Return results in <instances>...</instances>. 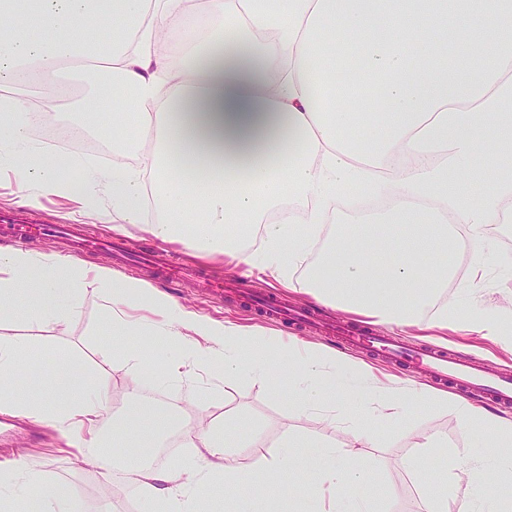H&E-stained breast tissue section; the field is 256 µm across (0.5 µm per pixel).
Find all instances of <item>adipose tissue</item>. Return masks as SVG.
Masks as SVG:
<instances>
[{
	"instance_id": "1",
	"label": "adipose tissue",
	"mask_w": 512,
	"mask_h": 512,
	"mask_svg": "<svg viewBox=\"0 0 512 512\" xmlns=\"http://www.w3.org/2000/svg\"><path fill=\"white\" fill-rule=\"evenodd\" d=\"M208 4L222 18L219 28L172 41L163 54L162 29L190 18L194 0H26L21 12L16 0H0V29L8 32L0 39V166L24 202L54 193L115 231L136 225L199 255L237 259L375 323L499 340L501 320L461 314L443 296L456 275L447 249L457 226L478 248L512 203V0ZM108 23L122 31L120 44L103 56L89 51L95 28ZM74 59L112 73L106 92L126 135L113 140L104 165L79 153L62 162L29 140L33 116L54 119L47 105L33 103L35 87L56 85ZM372 84L382 88L385 108L363 140L358 128ZM75 168L82 171L76 189ZM393 172L391 209L362 233L334 230L309 262L337 200L386 188ZM446 210L454 215L448 226L437 221ZM271 212L277 219L269 223ZM86 282L103 284L113 335L145 329L182 349L162 375L168 380L191 377L197 356L228 381L264 364L269 341L252 329L201 316L109 269L20 248L0 247V324L15 320L21 302L42 321L64 325ZM25 350L0 342V408L51 427L72 463L110 467L98 452L107 385L87 388L85 366L65 357L45 377L52 401L43 403L17 382ZM286 351L299 408L332 407L336 395L353 394L339 416L346 441L330 448L332 462L312 489L320 512H370L372 422L401 420L413 402L452 407L460 433L494 437L498 460L512 467V419L427 385L382 381L365 366H354L350 386L333 370L335 355L308 346ZM247 426L238 416L209 425L190 440L193 454L171 469L130 471L131 486L159 512H194L195 488L233 489L245 472L260 490L268 474L287 468L297 442L283 437L254 457L251 449L264 442ZM169 427L167 413L138 405L114 429L113 452L132 456ZM26 469L23 457L1 462L0 481L24 475L21 492L39 512H74L55 483Z\"/></svg>"
}]
</instances>
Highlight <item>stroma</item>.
<instances>
[{
  "label": "stroma",
  "mask_w": 512,
  "mask_h": 512,
  "mask_svg": "<svg viewBox=\"0 0 512 512\" xmlns=\"http://www.w3.org/2000/svg\"><path fill=\"white\" fill-rule=\"evenodd\" d=\"M74 209L73 202L56 195L43 196L39 206L31 207L21 203L17 186L0 188V218L10 217L33 225L35 233L27 247L44 255L61 252L58 241L46 232V225L74 223ZM127 239L137 247L154 251L159 260L175 256L183 265L198 269V276L181 281L175 296L200 315L247 326L280 341L289 337L301 338L336 354L339 359L367 364L392 378L406 380L410 377L409 372L373 358L363 350L337 348L335 343L324 339L322 331L302 327L284 329L251 310L244 302L212 291L213 283L226 281L229 275L237 273L249 277L256 287L280 292L296 306H313L312 298L280 288L271 274L221 256L194 255L179 243L160 242L134 227L130 228ZM509 258H512V223L492 225L480 254H462L456 244H449L448 259L454 263L457 277L448 284V302L465 313L491 311L507 304L512 299V268L505 265ZM476 262L484 266L485 278L479 288L472 289L468 286V270ZM18 314L17 321L0 324V339L20 341L33 349L27 391L45 395L41 377L51 369L55 360L67 354L82 356L91 366L89 384L105 380L112 397L118 401L117 406L110 408L101 419L100 427L107 437L111 436L113 426L121 424L135 407L118 347L152 350L154 365L159 370L163 369L165 359L173 351L165 339L146 332L114 337L103 319L101 301L91 289L86 290L77 311L65 326L58 328L28 321L27 311L23 308ZM398 334L410 346L425 345L446 350L473 359L490 372L512 370V352L474 334L452 331L445 336H426L413 328L399 329ZM287 373L286 364L273 358L268 361L263 374L245 376L232 383H216L208 370L202 368L194 379L154 387L153 392L162 403L181 411L183 422L194 429L240 410L251 417L256 431L267 442H275L289 430L305 434V446L299 449L288 474L299 477L301 485L308 489L307 494L291 500L280 497L276 492L280 479L276 476L270 478L267 493H251V476L245 473L240 477V494L211 497L206 490H199L196 494L198 512H319L320 501L309 492L318 477L315 465L326 462V445L341 444L344 434L336 412L329 409L303 411L294 407L288 398ZM373 428L379 435V445L372 451L379 469L374 478L376 491L370 499L372 512H425L430 496L455 498L456 492L449 486L448 472L441 468V461L451 455L470 458L477 454L486 457L493 454L483 436L459 433L456 415L448 408L414 405L405 425L399 426L381 418L374 422ZM8 429L7 436H0V456L24 454L32 469L42 472L72 499L81 501L86 512H156L155 507L140 499L128 484V470L135 466L137 459H115L108 473L92 465L75 470L61 454L63 442L51 429L17 416L10 417ZM432 433L447 434L448 446L445 452L425 459L421 464L432 486L431 492L427 493L407 470L406 463L414 440Z\"/></svg>",
  "instance_id": "stroma-1"
}]
</instances>
